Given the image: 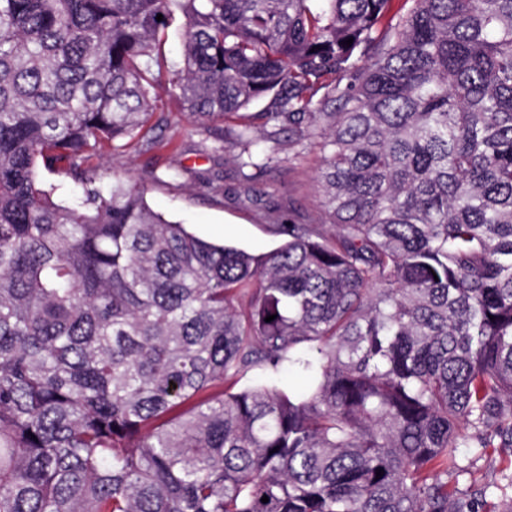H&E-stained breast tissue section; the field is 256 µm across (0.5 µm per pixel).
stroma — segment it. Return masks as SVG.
I'll use <instances>...</instances> for the list:
<instances>
[{"instance_id": "obj_1", "label": "stroma", "mask_w": 512, "mask_h": 512, "mask_svg": "<svg viewBox=\"0 0 512 512\" xmlns=\"http://www.w3.org/2000/svg\"><path fill=\"white\" fill-rule=\"evenodd\" d=\"M174 126L160 151L158 171L187 168L182 184L145 182V198L156 212L177 221L196 236L226 242L255 255H266L282 242L267 224L269 209L282 219L310 222L319 216L320 187L316 179L322 155L316 139H299L286 131L271 153L267 169L245 181L233 151H203L201 137L184 116L175 95L165 99Z\"/></svg>"}]
</instances>
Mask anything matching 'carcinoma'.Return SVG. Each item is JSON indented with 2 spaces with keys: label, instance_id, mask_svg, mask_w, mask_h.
Here are the masks:
<instances>
[{
  "label": "carcinoma",
  "instance_id": "cac0c4a2",
  "mask_svg": "<svg viewBox=\"0 0 512 512\" xmlns=\"http://www.w3.org/2000/svg\"><path fill=\"white\" fill-rule=\"evenodd\" d=\"M389 3L0 0V512H512V0ZM173 92L242 169L319 135V219L254 256L103 167ZM43 180L47 184L59 185L55 198L63 203H69L74 197L82 195L81 187L75 185L69 178L63 174L49 175L44 174ZM510 460L499 448H489L487 455L477 463L475 478L478 484L492 483L500 480L502 471L508 466Z\"/></svg>",
  "mask_w": 512,
  "mask_h": 512
}]
</instances>
